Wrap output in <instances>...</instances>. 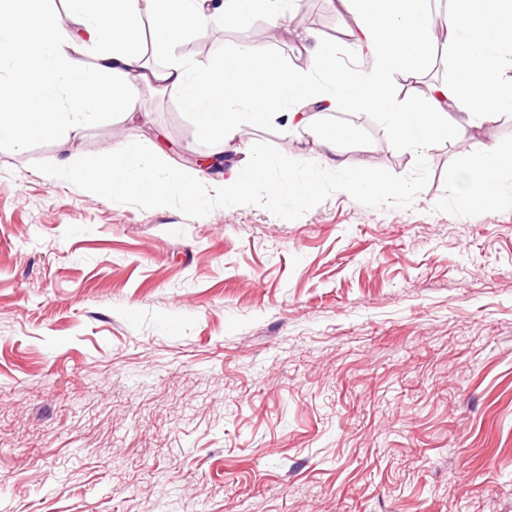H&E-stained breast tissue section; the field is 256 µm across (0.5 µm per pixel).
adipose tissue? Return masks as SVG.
Returning <instances> with one entry per match:
<instances>
[{"label": "adipose tissue", "mask_w": 512, "mask_h": 512, "mask_svg": "<svg viewBox=\"0 0 512 512\" xmlns=\"http://www.w3.org/2000/svg\"><path fill=\"white\" fill-rule=\"evenodd\" d=\"M340 4L355 22L357 45L373 58L367 70L339 69L332 49L312 32L302 38L312 59L307 70L288 69L255 45L216 49L204 64L177 52L184 33L217 22L229 27L262 15L283 27L291 17L286 0H67L69 17L89 36L90 62L81 68L70 63L72 37L57 14L0 0V61L18 76L0 92V139L21 149L112 109L134 114L143 87H153L176 97L205 136L238 142L240 158L222 184L225 201L232 202L277 165L247 143L248 124L276 122L285 135L298 136L315 132L321 114L336 106L373 109L385 116L397 142L420 154L447 131L462 136L471 121L490 125L512 112V0H450L439 18L430 0ZM145 12L153 41L168 51L159 66L149 65L139 46ZM437 20L454 35L455 77L432 86L424 104H403L389 84L397 76L418 77L428 65ZM51 89L61 96V111L44 103ZM507 170L512 152L487 146L478 164L460 168L461 198L485 202Z\"/></svg>", "instance_id": "adipose-tissue-1"}]
</instances>
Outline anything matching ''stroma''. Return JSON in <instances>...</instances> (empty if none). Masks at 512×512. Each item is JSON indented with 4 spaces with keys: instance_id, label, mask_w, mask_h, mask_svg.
I'll return each instance as SVG.
<instances>
[{
    "instance_id": "35a3bbf8",
    "label": "stroma",
    "mask_w": 512,
    "mask_h": 512,
    "mask_svg": "<svg viewBox=\"0 0 512 512\" xmlns=\"http://www.w3.org/2000/svg\"><path fill=\"white\" fill-rule=\"evenodd\" d=\"M316 31L369 68L338 0L267 37L254 20L185 35L262 45L292 69ZM422 77L453 80L452 38ZM19 150L0 140V512H512V171L486 203L457 174L512 122L430 147L411 209L337 192L286 221L260 206L189 218L46 176L37 162L151 140L168 163L236 144L202 138L177 98L147 89ZM326 152L279 124L251 128L300 160L412 172L382 115L344 108Z\"/></svg>"
}]
</instances>
